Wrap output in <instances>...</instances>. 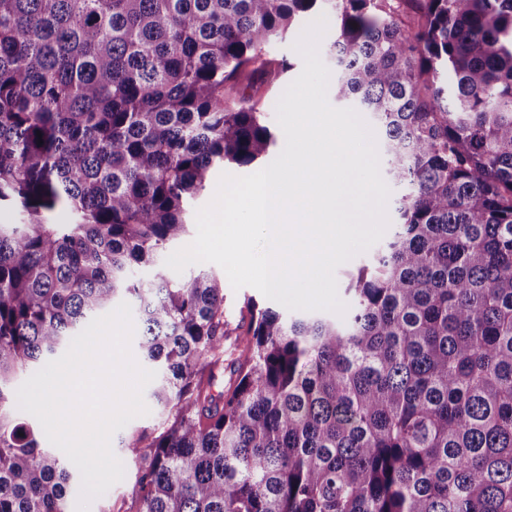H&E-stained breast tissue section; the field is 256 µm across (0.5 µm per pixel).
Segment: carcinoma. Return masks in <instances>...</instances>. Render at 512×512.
<instances>
[{
    "label": "carcinoma",
    "instance_id": "obj_1",
    "mask_svg": "<svg viewBox=\"0 0 512 512\" xmlns=\"http://www.w3.org/2000/svg\"><path fill=\"white\" fill-rule=\"evenodd\" d=\"M324 4L395 232L342 317L249 302L225 387L224 282L140 272L268 155L262 47ZM2 207L0 512H70L14 380L122 302L169 412L122 446L138 512H512V0H0Z\"/></svg>",
    "mask_w": 512,
    "mask_h": 512
}]
</instances>
